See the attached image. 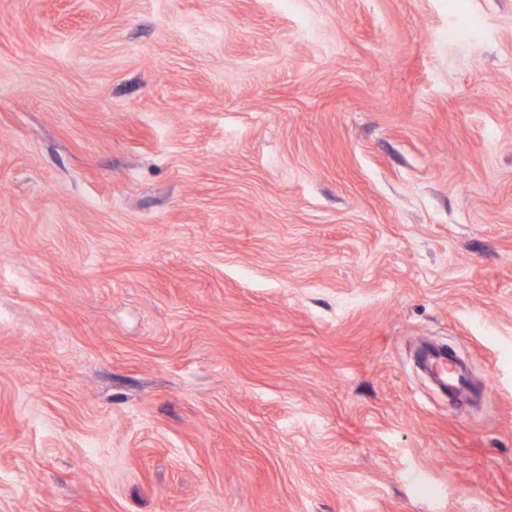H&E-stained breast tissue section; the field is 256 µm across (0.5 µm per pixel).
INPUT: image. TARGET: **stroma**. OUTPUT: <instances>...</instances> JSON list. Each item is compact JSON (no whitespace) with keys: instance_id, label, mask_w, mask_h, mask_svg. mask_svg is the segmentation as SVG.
<instances>
[{"instance_id":"stroma-1","label":"stroma","mask_w":512,"mask_h":512,"mask_svg":"<svg viewBox=\"0 0 512 512\" xmlns=\"http://www.w3.org/2000/svg\"><path fill=\"white\" fill-rule=\"evenodd\" d=\"M0 512H512V0H0Z\"/></svg>"}]
</instances>
